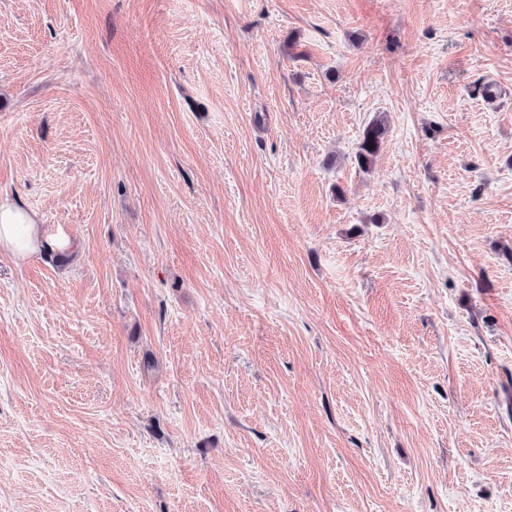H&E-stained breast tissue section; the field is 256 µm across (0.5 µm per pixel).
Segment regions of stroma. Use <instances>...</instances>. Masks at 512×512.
<instances>
[{
    "label": "stroma",
    "mask_w": 512,
    "mask_h": 512,
    "mask_svg": "<svg viewBox=\"0 0 512 512\" xmlns=\"http://www.w3.org/2000/svg\"><path fill=\"white\" fill-rule=\"evenodd\" d=\"M0 194V512H512V0H0ZM387 133L388 127L382 120H374L365 127L355 155L360 169L367 170L373 166L384 149ZM44 243L50 245L44 238L38 214L0 196V252L20 264L38 253Z\"/></svg>",
    "instance_id": "stroma-1"
}]
</instances>
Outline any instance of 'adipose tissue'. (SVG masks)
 Returning <instances> with one entry per match:
<instances>
[{"instance_id":"adipose-tissue-1","label":"adipose tissue","mask_w":512,"mask_h":512,"mask_svg":"<svg viewBox=\"0 0 512 512\" xmlns=\"http://www.w3.org/2000/svg\"><path fill=\"white\" fill-rule=\"evenodd\" d=\"M44 243L38 214L0 197V252L9 254L20 264L38 253Z\"/></svg>"}]
</instances>
